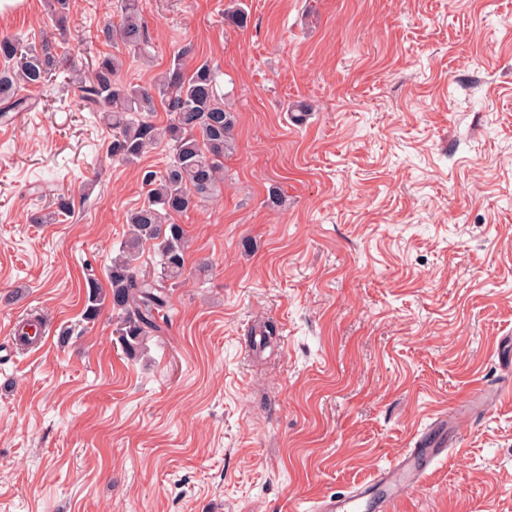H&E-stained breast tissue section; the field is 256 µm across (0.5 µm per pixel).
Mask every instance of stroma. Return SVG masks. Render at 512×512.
<instances>
[{
	"instance_id": "1",
	"label": "stroma",
	"mask_w": 512,
	"mask_h": 512,
	"mask_svg": "<svg viewBox=\"0 0 512 512\" xmlns=\"http://www.w3.org/2000/svg\"><path fill=\"white\" fill-rule=\"evenodd\" d=\"M228 4L144 0L149 66L102 32L119 0H75L63 34L46 0L0 14L77 67L122 56L133 84L192 43L237 115L137 360L110 309L82 321L85 273L167 147L112 160L60 82L0 123V328L32 313L51 336L0 360V512H311L438 418L453 444L397 512H512V0H243L241 29ZM59 195L70 216L32 223Z\"/></svg>"
}]
</instances>
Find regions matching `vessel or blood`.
I'll use <instances>...</instances> for the list:
<instances>
[{
	"mask_svg": "<svg viewBox=\"0 0 512 512\" xmlns=\"http://www.w3.org/2000/svg\"><path fill=\"white\" fill-rule=\"evenodd\" d=\"M31 327L25 318H18L7 330L13 344H28L39 349L46 345L45 335L24 341ZM448 451V432L439 425H431L427 434L419 438L413 448L405 450L388 467L378 469L373 478L345 494L326 497L316 502V512H395L399 501L424 480L427 470Z\"/></svg>",
	"mask_w": 512,
	"mask_h": 512,
	"instance_id": "1",
	"label": "vessel or blood"
}]
</instances>
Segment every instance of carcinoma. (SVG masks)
<instances>
[{
  "mask_svg": "<svg viewBox=\"0 0 512 512\" xmlns=\"http://www.w3.org/2000/svg\"><path fill=\"white\" fill-rule=\"evenodd\" d=\"M48 7L55 29H65L71 0H49ZM120 8L121 21L107 26L106 37L121 42L137 58H151L142 0H121ZM248 19L240 3L224 10V20L232 27H244ZM193 54V44H184L168 68L151 85L142 86L119 79L123 63L112 54L98 55L86 73L63 63L47 42L37 50L17 38L0 37L1 113L28 110L20 89L44 88L66 71V84L74 89L79 107L105 114L112 130V159L133 163L158 144L169 149L164 171L143 174L146 198L127 216L126 238L105 269L106 286L92 269L86 277L83 321H97L102 308L109 306L115 335L132 360L143 355L145 341L161 333L174 315L170 289L185 275L188 250L176 217L215 194L224 181L225 154L234 143L236 113L218 95L216 73L208 62L187 68ZM159 103L170 115L163 126L150 120ZM69 210L67 200L59 197L54 210L33 215L32 223L56 224ZM147 243L157 257L151 274L138 264L140 249Z\"/></svg>",
  "mask_w": 512,
  "mask_h": 512,
  "instance_id": "obj_1",
  "label": "carcinoma"
}]
</instances>
